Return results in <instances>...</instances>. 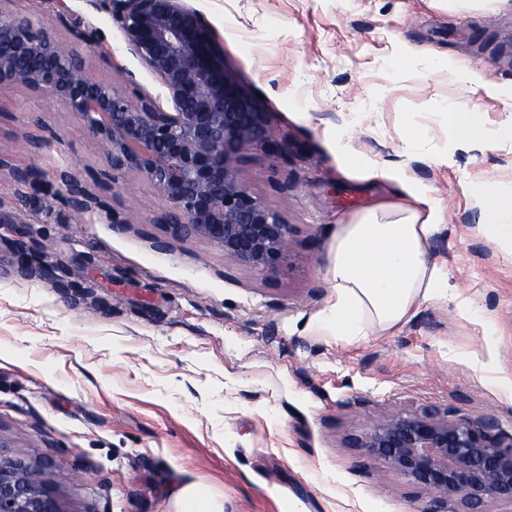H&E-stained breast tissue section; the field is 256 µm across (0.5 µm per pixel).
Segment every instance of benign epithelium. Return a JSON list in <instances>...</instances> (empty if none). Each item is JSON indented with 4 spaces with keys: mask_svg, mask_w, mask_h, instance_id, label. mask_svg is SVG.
Here are the masks:
<instances>
[{
    "mask_svg": "<svg viewBox=\"0 0 512 512\" xmlns=\"http://www.w3.org/2000/svg\"><path fill=\"white\" fill-rule=\"evenodd\" d=\"M121 31L127 49L166 89L169 111L132 77L98 80L78 45L93 46L96 28L74 29L65 44L32 16L0 9V87H23L78 117L112 165L133 174L165 202L157 224L178 239L198 238L234 264L274 274L288 256L293 225L251 192L242 170L251 150H283L269 113L260 109L224 65V53L204 17L180 0H85ZM18 185L40 180L0 152V172ZM58 197L77 215L104 208L67 172ZM18 272L36 277L44 266L28 245L13 243ZM493 417L474 423L448 412L388 415L355 440L419 486L423 512H489L512 505V443L505 446ZM46 463L30 465L0 454V512H65L42 481Z\"/></svg>",
    "mask_w": 512,
    "mask_h": 512,
    "instance_id": "benign-epithelium-1",
    "label": "benign epithelium"
}]
</instances>
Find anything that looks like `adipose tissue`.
<instances>
[{"mask_svg":"<svg viewBox=\"0 0 512 512\" xmlns=\"http://www.w3.org/2000/svg\"><path fill=\"white\" fill-rule=\"evenodd\" d=\"M340 145V171L349 178L394 184L395 200L354 214L331 232L327 268L330 296L310 322L311 330L351 344L393 331L421 305L458 301L473 314L469 299L450 290L447 266L432 261L428 247L443 229L445 206L431 197L405 169L379 163L342 148L341 131L329 133ZM480 232L490 241L512 246V190L485 196Z\"/></svg>","mask_w":512,"mask_h":512,"instance_id":"obj_1","label":"adipose tissue"}]
</instances>
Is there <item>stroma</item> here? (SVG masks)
I'll return each mask as SVG.
<instances>
[{
    "label": "stroma",
    "mask_w": 512,
    "mask_h": 512,
    "mask_svg": "<svg viewBox=\"0 0 512 512\" xmlns=\"http://www.w3.org/2000/svg\"><path fill=\"white\" fill-rule=\"evenodd\" d=\"M98 28L92 75L166 90L108 16L67 0ZM201 13L224 64L285 154L252 151L250 190L295 233L275 274L231 264L208 242L169 239L164 201L113 176L77 118L17 87L0 89V150L44 170L18 193L0 176V437L41 460L66 512H176L197 484L224 512H420L426 496L353 440L385 414L452 409L494 417L512 437V248L489 241L477 191L512 188V0H182ZM477 112L485 139L456 147L445 113ZM400 163L443 200L434 260L479 310L422 305L384 336L353 344L307 333L330 288L328 227L393 199L342 176L324 133ZM425 138L406 149L402 135ZM70 171L104 210L72 214L55 173ZM128 221L114 229L112 216ZM43 276L14 270L12 240Z\"/></svg>",
    "instance_id": "35a3bbf8"
}]
</instances>
